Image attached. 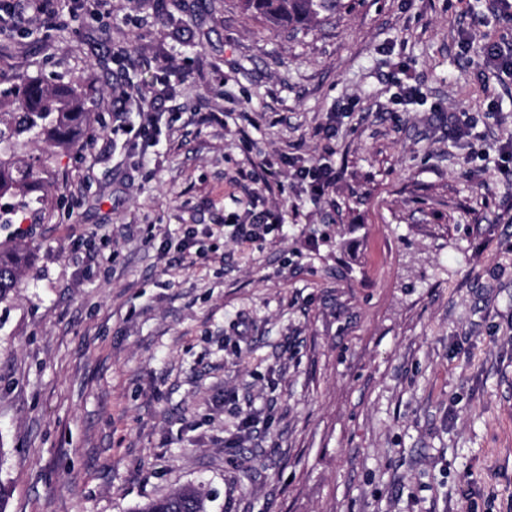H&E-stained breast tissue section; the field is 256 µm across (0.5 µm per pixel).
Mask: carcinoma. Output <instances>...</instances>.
Listing matches in <instances>:
<instances>
[{
    "mask_svg": "<svg viewBox=\"0 0 512 512\" xmlns=\"http://www.w3.org/2000/svg\"><path fill=\"white\" fill-rule=\"evenodd\" d=\"M246 11L272 24L307 26L319 19L336 17L343 0H242ZM84 84L62 77L51 81L27 77L11 92V104L0 111V228L8 231L0 240V302L11 298L30 264L12 229L19 213L33 217L58 186L50 177L51 154H26L27 148L45 142L72 149L81 142L92 112ZM210 496L202 488L186 486L156 498L136 512H208Z\"/></svg>",
    "mask_w": 512,
    "mask_h": 512,
    "instance_id": "1",
    "label": "carcinoma"
}]
</instances>
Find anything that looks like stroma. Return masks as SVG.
<instances>
[{
  "mask_svg": "<svg viewBox=\"0 0 512 512\" xmlns=\"http://www.w3.org/2000/svg\"><path fill=\"white\" fill-rule=\"evenodd\" d=\"M352 3L294 32L241 0H66L0 33V90L81 76L94 99L0 303L8 512L187 485L209 512H512V81L483 65L512 22ZM296 162L335 187L313 199ZM268 209L282 228L238 243Z\"/></svg>",
  "mask_w": 512,
  "mask_h": 512,
  "instance_id": "35a3bbf8",
  "label": "stroma"
}]
</instances>
